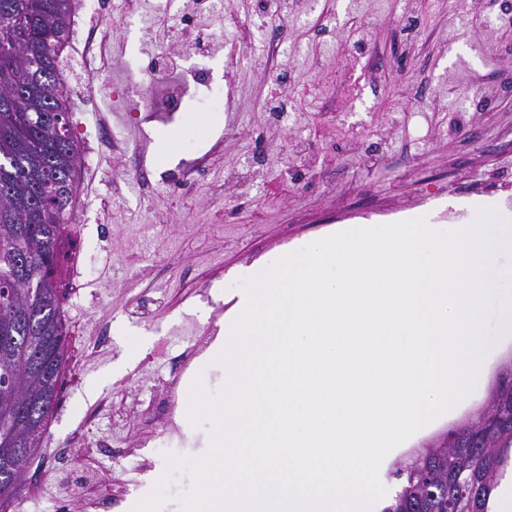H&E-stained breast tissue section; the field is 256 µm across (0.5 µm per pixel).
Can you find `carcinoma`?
Returning <instances> with one entry per match:
<instances>
[{
	"instance_id": "cac0c4a2",
	"label": "carcinoma",
	"mask_w": 512,
	"mask_h": 512,
	"mask_svg": "<svg viewBox=\"0 0 512 512\" xmlns=\"http://www.w3.org/2000/svg\"><path fill=\"white\" fill-rule=\"evenodd\" d=\"M72 36L71 0H0V498L43 445L68 361L54 264L63 225L72 221L79 147L60 138L70 112L64 51ZM43 270L32 298L15 280L23 258ZM512 460V374L479 419L454 427L435 446L399 466L403 481L385 512H487L486 501Z\"/></svg>"
}]
</instances>
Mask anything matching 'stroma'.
Instances as JSON below:
<instances>
[{"label":"stroma","instance_id":"stroma-1","mask_svg":"<svg viewBox=\"0 0 512 512\" xmlns=\"http://www.w3.org/2000/svg\"><path fill=\"white\" fill-rule=\"evenodd\" d=\"M228 2L227 15L203 21L228 40L211 62L217 103L188 110L177 126L136 130L134 153L95 157L60 248L62 319L107 320L109 347L78 387L63 384L45 443L64 444L111 400L99 424L125 417L132 443L94 461L112 476V512L150 495L166 472V449L140 442L134 418L181 364L174 334L186 323L201 327L202 370L185 383L202 380L214 395L225 367L211 347L233 299L288 252L354 224H466L482 209L512 224V187H468L512 174V26L498 0H292L288 51L273 67L240 30L255 21L257 0ZM147 21L113 30L106 79L138 78L144 38L175 46L171 17L152 10ZM283 99L293 115L286 129L272 109ZM208 148V177L191 199L159 187L110 190L111 180L136 181L138 166L156 176ZM248 159L256 180L235 189L231 175ZM111 366V383L87 397Z\"/></svg>","mask_w":512,"mask_h":512}]
</instances>
